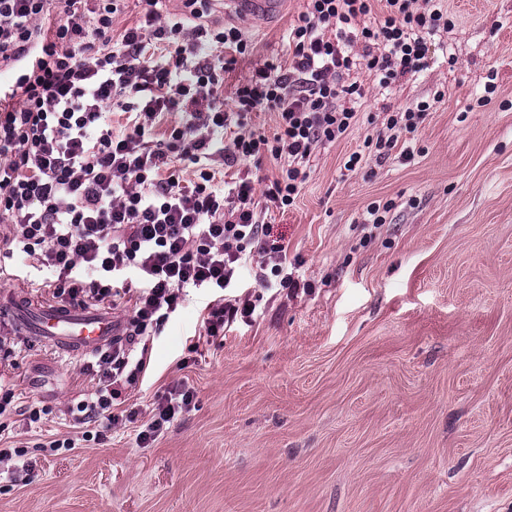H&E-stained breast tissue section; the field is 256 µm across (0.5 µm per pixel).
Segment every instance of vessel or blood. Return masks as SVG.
I'll return each mask as SVG.
<instances>
[{
  "mask_svg": "<svg viewBox=\"0 0 512 512\" xmlns=\"http://www.w3.org/2000/svg\"><path fill=\"white\" fill-rule=\"evenodd\" d=\"M235 11L256 16L276 12L280 0H228ZM19 324L39 341L51 343L81 357L110 345L123 335L124 325L110 311L75 305L17 301L11 308Z\"/></svg>",
  "mask_w": 512,
  "mask_h": 512,
  "instance_id": "1",
  "label": "vessel or blood"
}]
</instances>
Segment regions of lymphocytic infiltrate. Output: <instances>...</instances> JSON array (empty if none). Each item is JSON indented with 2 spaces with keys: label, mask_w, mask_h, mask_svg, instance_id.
Here are the masks:
<instances>
[{
  "label": "lymphocytic infiltrate",
  "mask_w": 512,
  "mask_h": 512,
  "mask_svg": "<svg viewBox=\"0 0 512 512\" xmlns=\"http://www.w3.org/2000/svg\"><path fill=\"white\" fill-rule=\"evenodd\" d=\"M163 0H143L139 24L114 34L120 0H0V243L44 272L43 288L61 303L110 301L131 305L124 340L100 352L97 386L78 405L81 439L104 440L88 423H119L112 405L124 385L150 367L148 347L136 340L158 329L185 288L203 284L219 294L202 318L206 336L251 322L255 303L233 294L244 275L261 285L279 279L299 290L288 271V247L270 242L268 210L293 206L320 143L343 137L355 124L365 91L345 82L357 65L387 85L423 71L427 39L447 30L434 0H304L288 27V70L267 61L237 85L224 103V74L249 45L235 27L202 24L199 0H185L195 25L167 14ZM126 113L120 131L112 112ZM431 109L385 113L377 135L344 167L406 145ZM276 114V130L249 129L252 113ZM277 176L256 190L247 176L220 172L263 159ZM194 166L188 181L183 169ZM194 393L168 385L138 434L155 441L190 412Z\"/></svg>",
  "instance_id": "lymphocytic-infiltrate-1"
}]
</instances>
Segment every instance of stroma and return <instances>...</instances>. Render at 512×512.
Instances as JSON below:
<instances>
[{
  "label": "stroma",
  "mask_w": 512,
  "mask_h": 512,
  "mask_svg": "<svg viewBox=\"0 0 512 512\" xmlns=\"http://www.w3.org/2000/svg\"><path fill=\"white\" fill-rule=\"evenodd\" d=\"M440 6L452 25L431 38L426 69L389 88L351 72L366 89L357 124L316 147L295 205L275 216L308 291L247 279L252 322L194 352L214 292L189 288L150 337L154 371L114 411L182 379L195 407L149 447L129 424L100 444L39 449L94 392L91 359L0 327L14 342L0 446L29 444L31 464L0 482V512H512V0ZM302 9L208 5L204 22L254 47L225 95L255 64L287 65ZM422 101L433 107L410 161L345 170L385 111ZM374 203L391 206L375 227ZM33 401L45 413L30 425Z\"/></svg>",
  "instance_id": "stroma-1"
}]
</instances>
